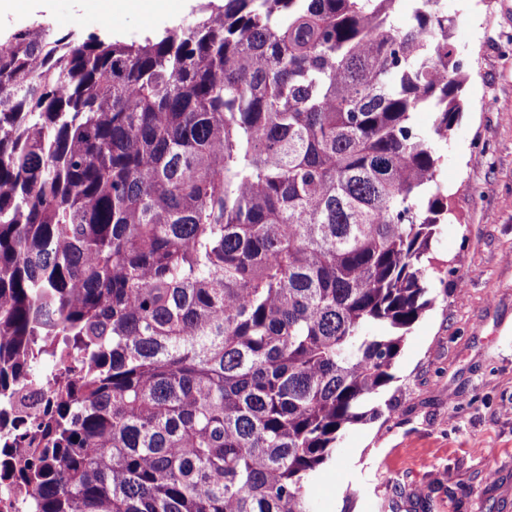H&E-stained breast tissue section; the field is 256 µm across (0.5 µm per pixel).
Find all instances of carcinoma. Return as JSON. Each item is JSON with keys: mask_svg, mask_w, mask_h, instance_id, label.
<instances>
[{"mask_svg": "<svg viewBox=\"0 0 512 512\" xmlns=\"http://www.w3.org/2000/svg\"><path fill=\"white\" fill-rule=\"evenodd\" d=\"M413 2L0 35V391L81 369L29 512H315L459 219L435 144L467 73L442 0Z\"/></svg>", "mask_w": 512, "mask_h": 512, "instance_id": "carcinoma-1", "label": "carcinoma"}]
</instances>
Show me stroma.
<instances>
[{
	"label": "stroma",
	"instance_id": "35a3bbf8",
	"mask_svg": "<svg viewBox=\"0 0 512 512\" xmlns=\"http://www.w3.org/2000/svg\"><path fill=\"white\" fill-rule=\"evenodd\" d=\"M35 0L0 14L6 33L42 21L132 38L193 22L198 0ZM468 74L463 110L441 143L440 182L458 222L439 225L426 277L434 304L407 334L383 413L349 426L317 512H512V0H444Z\"/></svg>",
	"mask_w": 512,
	"mask_h": 512
}]
</instances>
